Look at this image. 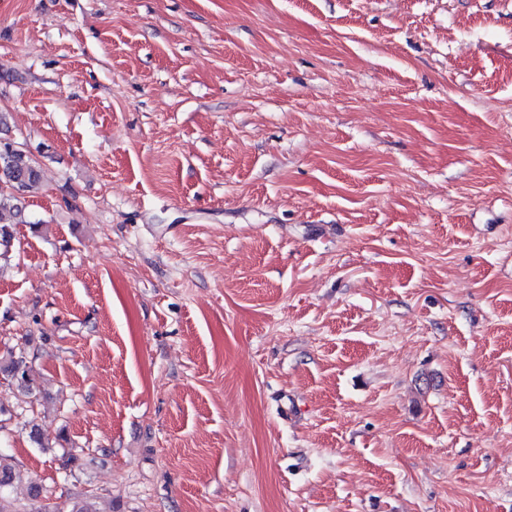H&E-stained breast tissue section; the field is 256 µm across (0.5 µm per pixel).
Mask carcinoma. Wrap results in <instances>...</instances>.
I'll list each match as a JSON object with an SVG mask.
<instances>
[{"instance_id":"cac0c4a2","label":"carcinoma","mask_w":512,"mask_h":512,"mask_svg":"<svg viewBox=\"0 0 512 512\" xmlns=\"http://www.w3.org/2000/svg\"><path fill=\"white\" fill-rule=\"evenodd\" d=\"M39 172L32 166L30 158L10 142H0V259L8 257L13 246L12 225L23 224L22 209L16 204L13 187H22L23 192L38 188ZM16 378L20 385L30 388L31 379L23 356H10L0 363V372Z\"/></svg>"}]
</instances>
